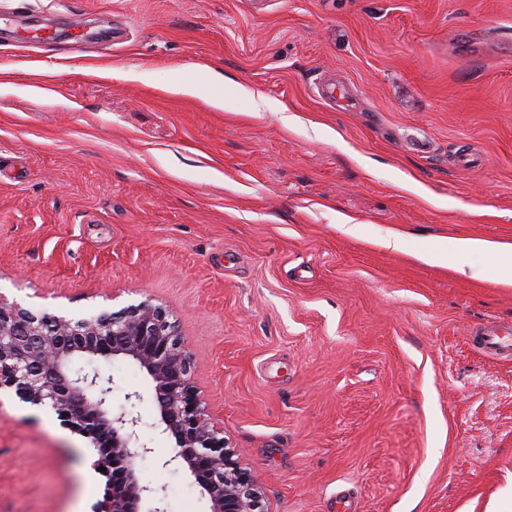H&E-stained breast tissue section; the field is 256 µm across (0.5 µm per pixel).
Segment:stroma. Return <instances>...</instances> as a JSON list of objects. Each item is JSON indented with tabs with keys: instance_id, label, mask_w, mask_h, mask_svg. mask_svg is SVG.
Instances as JSON below:
<instances>
[{
	"instance_id": "obj_1",
	"label": "stroma",
	"mask_w": 512,
	"mask_h": 512,
	"mask_svg": "<svg viewBox=\"0 0 512 512\" xmlns=\"http://www.w3.org/2000/svg\"><path fill=\"white\" fill-rule=\"evenodd\" d=\"M28 15L114 37L0 38V298L170 312L269 512H512V358L473 341L512 287L413 258L512 241V0H0ZM210 70L222 105L171 93ZM74 367L138 417L152 506L210 512L138 364ZM95 458L0 389V512H93Z\"/></svg>"
}]
</instances>
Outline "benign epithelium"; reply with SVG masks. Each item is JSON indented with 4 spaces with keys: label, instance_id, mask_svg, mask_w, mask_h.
<instances>
[{
    "label": "benign epithelium",
    "instance_id": "7a95c632",
    "mask_svg": "<svg viewBox=\"0 0 512 512\" xmlns=\"http://www.w3.org/2000/svg\"><path fill=\"white\" fill-rule=\"evenodd\" d=\"M77 357L129 358L153 387L163 432L174 439L176 461L187 468L210 512H268L263 493L242 468L224 427L209 415L191 380V360L169 314L142 302L120 312L79 319L33 313L0 300V388L47 405L98 452L107 489L96 512H142L156 490L141 483L137 460L153 449L137 445L138 419L110 409V379L99 373L71 375Z\"/></svg>",
    "mask_w": 512,
    "mask_h": 512
}]
</instances>
